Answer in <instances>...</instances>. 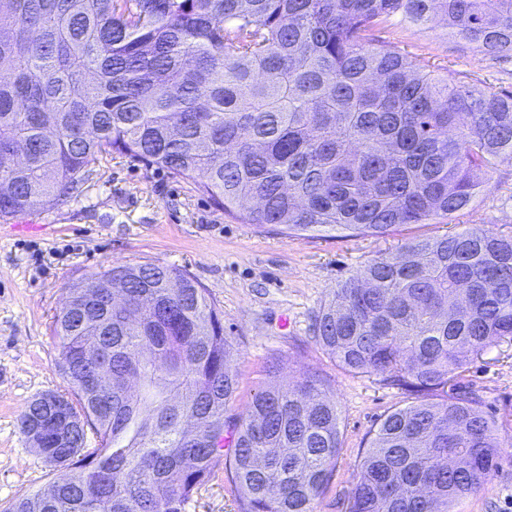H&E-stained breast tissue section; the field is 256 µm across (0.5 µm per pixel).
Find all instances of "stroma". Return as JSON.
Wrapping results in <instances>:
<instances>
[{"instance_id": "1", "label": "stroma", "mask_w": 512, "mask_h": 512, "mask_svg": "<svg viewBox=\"0 0 512 512\" xmlns=\"http://www.w3.org/2000/svg\"><path fill=\"white\" fill-rule=\"evenodd\" d=\"M401 47L448 65L451 74L512 90V57H492L449 36L444 22L397 29ZM512 234V164L496 163L489 187L452 221L411 224L385 237H287L272 226L243 224L193 184L124 156L91 164L61 205L0 219V512L47 488L54 466L20 430L27 404L67 382L55 363L54 315L72 283L111 265L152 262L176 268L207 289L235 350L239 387L232 414H245L268 386L310 376L333 393L341 450L314 512H348L357 463L371 434L414 393L341 370L313 327L337 285L373 258L416 238L472 226ZM449 392L475 397L496 421L498 466L477 493L449 512H512V339L489 347L451 377ZM186 512H238L223 469L192 496Z\"/></svg>"}]
</instances>
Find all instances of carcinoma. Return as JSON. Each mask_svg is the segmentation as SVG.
<instances>
[{"label":"carcinoma","instance_id":"cac0c4a2","mask_svg":"<svg viewBox=\"0 0 512 512\" xmlns=\"http://www.w3.org/2000/svg\"><path fill=\"white\" fill-rule=\"evenodd\" d=\"M8 2L1 219L65 201L118 153L190 181L243 224L383 237L467 209L492 165L512 162V90L442 76L382 36L441 18L510 56L512 0ZM109 275L121 304L89 296ZM314 335L345 371L425 396L379 424L349 512H448L481 489L501 454L496 422L447 387L512 337V234L476 226L372 259ZM52 336L60 398L84 431L45 449L54 493L7 512H184L221 461L238 512H313L341 450L335 399L307 377L228 415L234 348L196 282L149 262L105 268L71 285ZM88 349L112 362L103 393L79 383ZM40 416L34 399L21 432Z\"/></svg>","mask_w":512,"mask_h":512}]
</instances>
